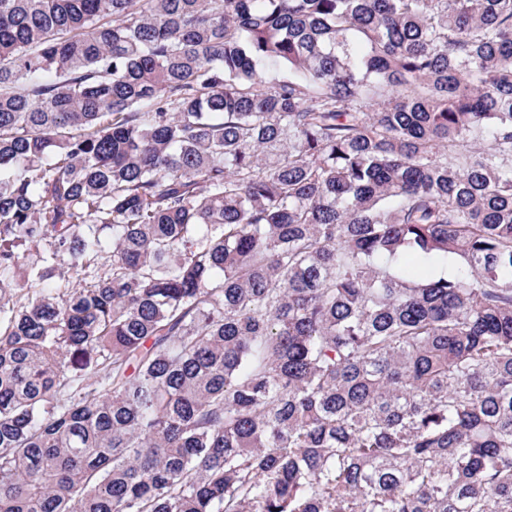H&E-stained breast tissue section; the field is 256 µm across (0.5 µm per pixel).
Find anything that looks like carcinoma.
Wrapping results in <instances>:
<instances>
[{
	"instance_id": "carcinoma-1",
	"label": "carcinoma",
	"mask_w": 512,
	"mask_h": 512,
	"mask_svg": "<svg viewBox=\"0 0 512 512\" xmlns=\"http://www.w3.org/2000/svg\"><path fill=\"white\" fill-rule=\"evenodd\" d=\"M0 512H512V0H0Z\"/></svg>"
}]
</instances>
